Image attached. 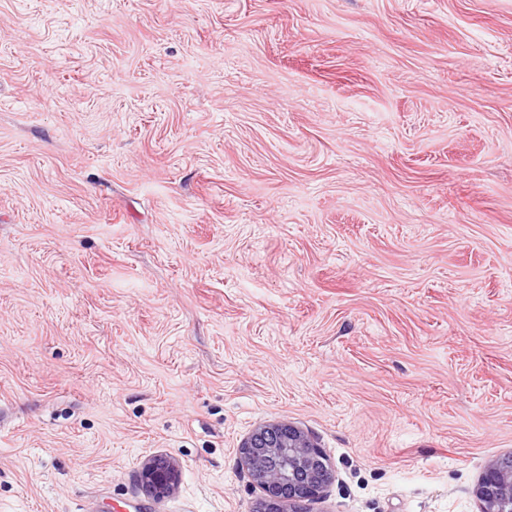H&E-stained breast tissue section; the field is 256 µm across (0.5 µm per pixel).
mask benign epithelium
Wrapping results in <instances>:
<instances>
[{
    "label": "benign epithelium",
    "instance_id": "obj_1",
    "mask_svg": "<svg viewBox=\"0 0 512 512\" xmlns=\"http://www.w3.org/2000/svg\"><path fill=\"white\" fill-rule=\"evenodd\" d=\"M241 460L264 498L255 512H299L297 503L320 496L333 479L324 451L300 428L288 423L256 427L240 446ZM140 480L146 493L161 498L179 481L177 464L152 457L142 467ZM480 512H512V455L488 466L475 486Z\"/></svg>",
    "mask_w": 512,
    "mask_h": 512
}]
</instances>
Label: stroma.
I'll return each mask as SVG.
<instances>
[{
	"mask_svg": "<svg viewBox=\"0 0 512 512\" xmlns=\"http://www.w3.org/2000/svg\"><path fill=\"white\" fill-rule=\"evenodd\" d=\"M277 422L305 512L512 454V0H0V512H252ZM240 455L264 491L255 512H303L296 504L318 498L333 479L324 451L288 423L259 425L242 442ZM140 480L149 496L164 497L178 485V466L174 460L165 457L149 458L142 467Z\"/></svg>",
	"mask_w": 512,
	"mask_h": 512,
	"instance_id": "obj_1",
	"label": "stroma"
}]
</instances>
